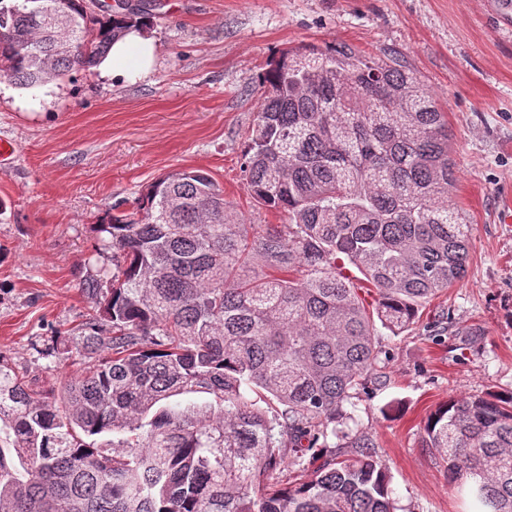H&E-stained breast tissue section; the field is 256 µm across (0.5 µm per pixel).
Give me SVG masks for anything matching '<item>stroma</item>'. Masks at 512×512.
<instances>
[{"label": "stroma", "mask_w": 512, "mask_h": 512, "mask_svg": "<svg viewBox=\"0 0 512 512\" xmlns=\"http://www.w3.org/2000/svg\"><path fill=\"white\" fill-rule=\"evenodd\" d=\"M501 0H153L148 76L74 69L21 88L0 82V139L18 154L0 169V354L59 387L78 360L42 356L55 335H81L96 313L84 280L111 269L93 226L127 210L159 177L208 171L242 223L284 215L258 204L244 151L263 104L257 77L282 51L349 44L397 54L446 113L452 201L472 226L464 278L381 330L384 380L357 403L400 512H472L442 461L421 446L448 397L512 393V28Z\"/></svg>", "instance_id": "1"}]
</instances>
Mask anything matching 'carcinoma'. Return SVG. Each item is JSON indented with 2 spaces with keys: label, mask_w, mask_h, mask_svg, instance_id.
Wrapping results in <instances>:
<instances>
[{
  "label": "carcinoma",
  "mask_w": 512,
  "mask_h": 512,
  "mask_svg": "<svg viewBox=\"0 0 512 512\" xmlns=\"http://www.w3.org/2000/svg\"><path fill=\"white\" fill-rule=\"evenodd\" d=\"M0 0V81L29 87L108 55L150 23L145 3L87 12V0ZM245 179L288 215L240 222L201 169L170 172L135 211L100 225L111 286L83 282L104 323L58 336L46 355L83 368L32 388L0 355V512H398L375 438L348 422L382 346L423 302L465 274L471 225L451 200L452 133L436 98L394 54L347 45L280 53ZM378 291L369 309L338 264ZM208 394L204 402L170 399ZM110 434L112 446L86 437ZM338 440L352 459L274 472ZM422 447L478 512H512V394L450 397Z\"/></svg>",
  "instance_id": "1"
}]
</instances>
